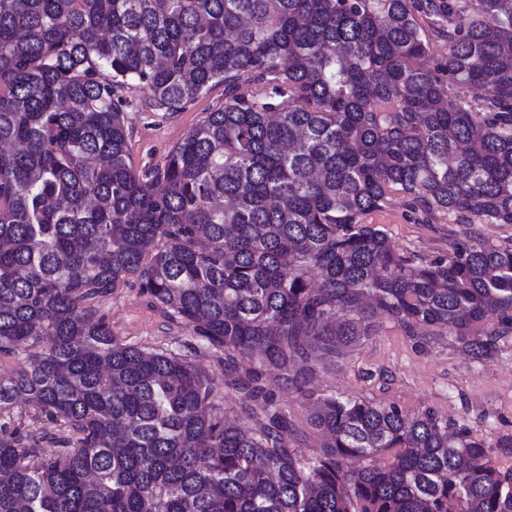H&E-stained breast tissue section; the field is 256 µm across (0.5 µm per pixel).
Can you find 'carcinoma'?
Returning a JSON list of instances; mask_svg holds the SVG:
<instances>
[{
  "instance_id": "obj_1",
  "label": "carcinoma",
  "mask_w": 512,
  "mask_h": 512,
  "mask_svg": "<svg viewBox=\"0 0 512 512\" xmlns=\"http://www.w3.org/2000/svg\"><path fill=\"white\" fill-rule=\"evenodd\" d=\"M216 85L129 166L128 89L172 115ZM393 193L512 224V0H0V354L32 349L0 413L63 427L45 453L0 422V512H512V437L329 394L306 457L266 388L303 390L380 313L478 359L512 334V245L401 253L365 222ZM128 276L224 352L257 427L188 355L112 336L88 301ZM11 413L16 421L21 420L22 427L35 438L58 434L62 430L58 423L48 421L29 404L17 403L11 408Z\"/></svg>"
}]
</instances>
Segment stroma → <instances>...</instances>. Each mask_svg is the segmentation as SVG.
Returning <instances> with one entry per match:
<instances>
[{
    "label": "stroma",
    "instance_id": "35a3bbf8",
    "mask_svg": "<svg viewBox=\"0 0 512 512\" xmlns=\"http://www.w3.org/2000/svg\"><path fill=\"white\" fill-rule=\"evenodd\" d=\"M147 95L141 87L127 93L130 104L125 117L132 131L129 162L138 171L163 161L207 112L224 103V88L218 85L169 116L143 109ZM366 221L383 229L400 251L425 259L447 255L452 238L477 235L492 245H512V224H458L443 214L425 223L414 219L398 195ZM92 306L124 344L176 350L191 339L184 325L169 319L142 293L134 277L117 282ZM376 322L372 336L350 348L339 362L326 363L309 392L289 390L268 379V388L298 437V452L314 455L322 443L310 424L313 392L394 403L411 414L431 409L449 422L467 425L492 445L512 436V335L501 341L496 355L476 360L452 337L423 344L386 316H377Z\"/></svg>",
    "mask_w": 512,
    "mask_h": 512
}]
</instances>
